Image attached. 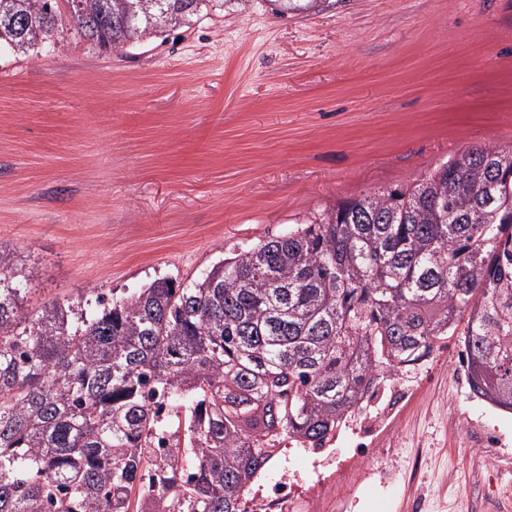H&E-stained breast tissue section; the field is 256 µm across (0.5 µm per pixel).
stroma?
Returning <instances> with one entry per match:
<instances>
[{
  "label": "stroma",
  "instance_id": "1",
  "mask_svg": "<svg viewBox=\"0 0 512 512\" xmlns=\"http://www.w3.org/2000/svg\"><path fill=\"white\" fill-rule=\"evenodd\" d=\"M512 144V0H275L121 51L63 30L0 53V245L28 309L186 278L471 146ZM459 337L395 419L349 512H512V412L469 391Z\"/></svg>",
  "mask_w": 512,
  "mask_h": 512
}]
</instances>
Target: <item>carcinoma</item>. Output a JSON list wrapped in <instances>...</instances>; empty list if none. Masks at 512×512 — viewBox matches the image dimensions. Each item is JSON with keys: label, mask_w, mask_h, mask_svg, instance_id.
Segmentation results:
<instances>
[{"label": "carcinoma", "mask_w": 512, "mask_h": 512, "mask_svg": "<svg viewBox=\"0 0 512 512\" xmlns=\"http://www.w3.org/2000/svg\"><path fill=\"white\" fill-rule=\"evenodd\" d=\"M81 2L74 30L114 51L224 10ZM69 7L0 0V48L38 52ZM27 293L0 246V512H245L282 440L319 448L457 333L470 392L512 411V147H470L186 280L36 312ZM171 424L173 459L152 447Z\"/></svg>", "instance_id": "cac0c4a2"}]
</instances>
